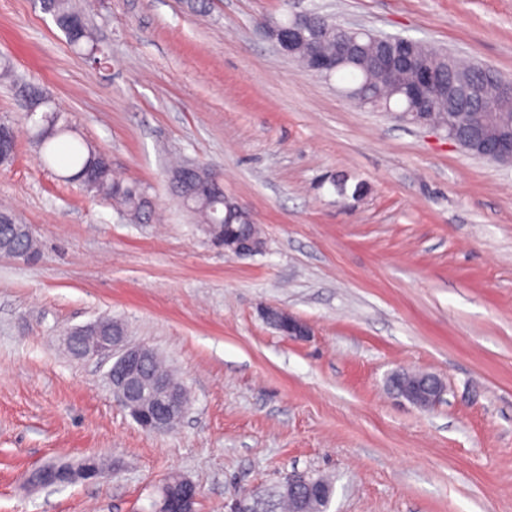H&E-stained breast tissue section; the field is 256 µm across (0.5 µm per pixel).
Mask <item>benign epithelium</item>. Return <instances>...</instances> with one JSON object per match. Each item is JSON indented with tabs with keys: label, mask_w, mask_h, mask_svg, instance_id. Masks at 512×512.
<instances>
[{
	"label": "benign epithelium",
	"mask_w": 512,
	"mask_h": 512,
	"mask_svg": "<svg viewBox=\"0 0 512 512\" xmlns=\"http://www.w3.org/2000/svg\"><path fill=\"white\" fill-rule=\"evenodd\" d=\"M308 13L295 14L288 30L274 32L268 30L280 53L288 57H301L306 70L312 74L327 78L340 69L365 42L383 44L388 35L378 34L361 27L340 26L349 33V40L336 46L334 53H321L310 44H304L301 29L305 27ZM462 149L479 150L478 157L490 159L502 164L512 165V140L502 141L491 150L485 144L472 141L461 143L455 136H448ZM224 250L239 256H254L264 249V240L258 230L240 236H224ZM266 321L281 334L293 340H303L310 334L309 327L300 319L276 308L265 312ZM68 350L83 359H110L112 366L108 378L112 393L126 409L132 419L143 430L163 433L173 429L184 415L188 397L184 386L162 371L147 368L146 361L158 358L157 353L143 344L127 341L124 326L110 318H101L79 329L67 333L65 339ZM404 373L395 372L389 377L393 391L412 404L427 409L438 402L446 390L443 382L434 375L412 386L401 387L399 381ZM103 466L94 457L83 459L78 466L56 464L46 467L41 475L40 485L65 486L79 480L90 481L101 477ZM304 488L310 497L325 501V490L307 479V474L294 472L287 476L282 489L294 493ZM198 496L197 487L191 481L178 479V489L174 494H165L161 505L155 512H194L193 504Z\"/></svg>",
	"instance_id": "benign-epithelium-1"
}]
</instances>
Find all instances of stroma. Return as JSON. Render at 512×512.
Masks as SVG:
<instances>
[{"instance_id": "obj_1", "label": "stroma", "mask_w": 512, "mask_h": 512, "mask_svg": "<svg viewBox=\"0 0 512 512\" xmlns=\"http://www.w3.org/2000/svg\"><path fill=\"white\" fill-rule=\"evenodd\" d=\"M300 12L512 78V0H94L99 65L40 0H0V56L116 177L148 185L160 216L133 222L63 181L0 85L17 130L0 205L40 247L0 257V512H151L173 475L196 484L195 512H229L295 470L332 480L327 512H512V166L358 106L279 53L266 25ZM182 160L222 175L261 254L224 251L176 201ZM269 307L309 337L282 335ZM103 317L187 388L174 429L143 431L107 365L63 346ZM398 369L440 377L443 400L392 399ZM89 455L108 465L98 482H24ZM266 321L284 336L293 340H304L310 334L309 327L300 319L276 308H267Z\"/></svg>"}]
</instances>
